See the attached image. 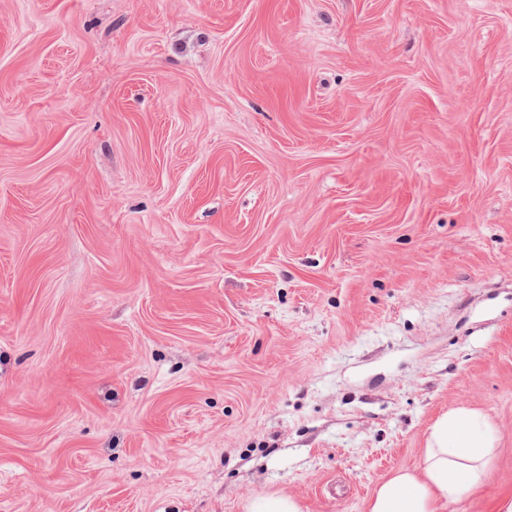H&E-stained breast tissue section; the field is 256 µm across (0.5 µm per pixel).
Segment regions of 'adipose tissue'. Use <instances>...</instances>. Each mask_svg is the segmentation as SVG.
I'll list each match as a JSON object with an SVG mask.
<instances>
[{"instance_id": "1", "label": "adipose tissue", "mask_w": 512, "mask_h": 512, "mask_svg": "<svg viewBox=\"0 0 512 512\" xmlns=\"http://www.w3.org/2000/svg\"><path fill=\"white\" fill-rule=\"evenodd\" d=\"M496 448L471 410L458 408L432 425L420 472L401 471L381 484L368 512H446L463 489L480 486Z\"/></svg>"}]
</instances>
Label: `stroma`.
<instances>
[{
  "label": "stroma",
  "mask_w": 512,
  "mask_h": 512,
  "mask_svg": "<svg viewBox=\"0 0 512 512\" xmlns=\"http://www.w3.org/2000/svg\"><path fill=\"white\" fill-rule=\"evenodd\" d=\"M466 407L512 496V0H0V512H367ZM301 506L291 497L270 493L252 500L247 512H301Z\"/></svg>",
  "instance_id": "35a3bbf8"
}]
</instances>
